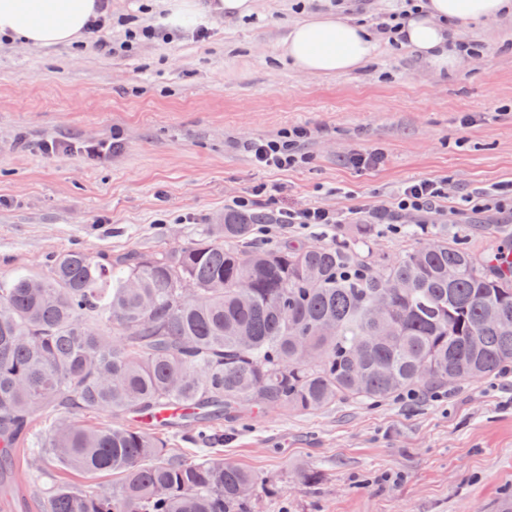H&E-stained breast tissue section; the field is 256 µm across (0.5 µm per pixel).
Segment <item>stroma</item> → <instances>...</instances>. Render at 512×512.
<instances>
[{
    "instance_id": "1",
    "label": "stroma",
    "mask_w": 512,
    "mask_h": 512,
    "mask_svg": "<svg viewBox=\"0 0 512 512\" xmlns=\"http://www.w3.org/2000/svg\"><path fill=\"white\" fill-rule=\"evenodd\" d=\"M321 0H256L244 21L214 17L207 38L189 31L143 43L131 55L93 47L28 48L0 38V272L45 273L46 258L79 243L91 251H153L217 231L232 198L277 188L258 212L322 206L373 210L403 185L447 183L448 203L512 184V17L459 37L484 47L448 77L383 45L365 68L308 75L279 58L289 26ZM120 18L163 26L166 0H111ZM474 121L462 125L463 116ZM310 132L309 165L257 166L247 141L291 127ZM118 147L100 158L87 142ZM60 150H43L44 142ZM380 149L360 169L351 154ZM452 237L483 246L486 223L512 226V210L465 213ZM368 242L396 257L402 229L375 224L267 225L266 243ZM225 461L266 477L251 512H499L512 496V372L459 385L442 400L342 404L314 415L268 409L250 427H225ZM15 458L14 494L40 481L85 485L50 468L42 479Z\"/></svg>"
}]
</instances>
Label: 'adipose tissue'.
<instances>
[{
  "mask_svg": "<svg viewBox=\"0 0 512 512\" xmlns=\"http://www.w3.org/2000/svg\"><path fill=\"white\" fill-rule=\"evenodd\" d=\"M98 6V0H0V36L36 47L74 44ZM511 11L512 0H420L406 10L392 39L432 71L445 74L461 62L457 35L462 27ZM380 41L366 24L326 12L294 24L281 54L304 73L352 72L376 56Z\"/></svg>",
  "mask_w": 512,
  "mask_h": 512,
  "instance_id": "ef3b65f1",
  "label": "adipose tissue"
}]
</instances>
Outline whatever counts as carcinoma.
<instances>
[{
  "label": "carcinoma",
  "instance_id": "obj_1",
  "mask_svg": "<svg viewBox=\"0 0 512 512\" xmlns=\"http://www.w3.org/2000/svg\"><path fill=\"white\" fill-rule=\"evenodd\" d=\"M267 221L230 210L193 242L74 246L45 276L0 274V455L35 441L36 475L118 477L46 484L38 512H249L257 475L213 455L242 405L253 419L372 407L512 367L508 229L484 225L477 250L410 224L419 242L390 260L337 240L263 247ZM170 432L203 448L174 453Z\"/></svg>",
  "mask_w": 512,
  "mask_h": 512
}]
</instances>
